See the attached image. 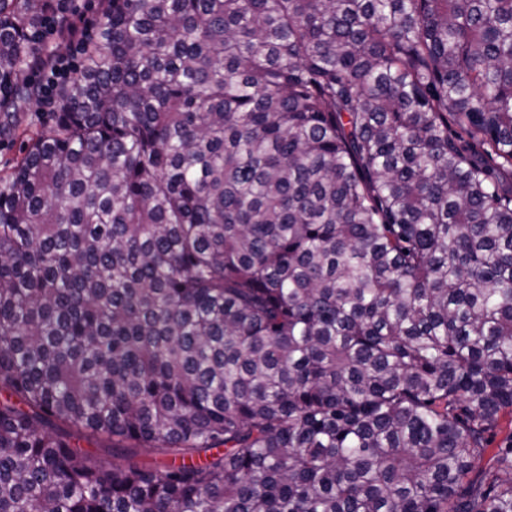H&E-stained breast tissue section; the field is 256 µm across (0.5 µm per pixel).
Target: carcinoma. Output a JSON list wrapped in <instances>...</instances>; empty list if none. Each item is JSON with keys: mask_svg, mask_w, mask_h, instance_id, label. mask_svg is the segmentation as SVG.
Returning <instances> with one entry per match:
<instances>
[{"mask_svg": "<svg viewBox=\"0 0 512 512\" xmlns=\"http://www.w3.org/2000/svg\"><path fill=\"white\" fill-rule=\"evenodd\" d=\"M98 8L44 131L0 0V512H512V0Z\"/></svg>", "mask_w": 512, "mask_h": 512, "instance_id": "obj_1", "label": "carcinoma"}]
</instances>
